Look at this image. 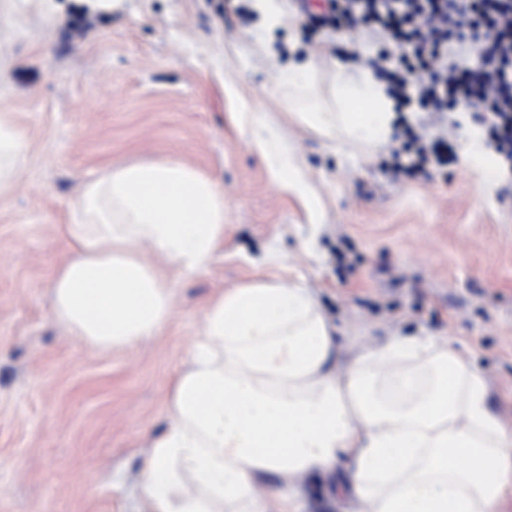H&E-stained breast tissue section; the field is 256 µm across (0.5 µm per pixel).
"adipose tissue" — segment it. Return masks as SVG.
Returning <instances> with one entry per match:
<instances>
[{
    "instance_id": "obj_1",
    "label": "adipose tissue",
    "mask_w": 512,
    "mask_h": 512,
    "mask_svg": "<svg viewBox=\"0 0 512 512\" xmlns=\"http://www.w3.org/2000/svg\"><path fill=\"white\" fill-rule=\"evenodd\" d=\"M280 86L291 117L319 136L375 151L398 116L369 74L290 63ZM490 193L503 165L466 133ZM27 153L0 105V198ZM70 252L49 283L51 314L88 346L123 349L159 335L172 311L150 249L186 274L224 245V190L178 158L126 162L87 179L62 225ZM337 330L298 283L256 279L207 304L198 339L166 399L140 496L145 512H287L288 485L330 476L356 512H500L512 486V427L482 373L428 336L360 346L343 372ZM275 486L255 493L258 482Z\"/></svg>"
}]
</instances>
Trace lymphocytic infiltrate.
<instances>
[{"mask_svg": "<svg viewBox=\"0 0 512 512\" xmlns=\"http://www.w3.org/2000/svg\"><path fill=\"white\" fill-rule=\"evenodd\" d=\"M324 21L364 24L393 41L381 60L395 64L389 78L397 97L418 98L434 110L449 94L486 112L497 151L512 161V0H327ZM475 57L457 61V49Z\"/></svg>", "mask_w": 512, "mask_h": 512, "instance_id": "f902f5d3", "label": "lymphocytic infiltrate"}]
</instances>
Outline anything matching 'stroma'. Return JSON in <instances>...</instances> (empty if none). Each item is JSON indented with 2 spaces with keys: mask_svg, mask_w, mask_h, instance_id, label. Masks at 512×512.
I'll return each mask as SVG.
<instances>
[{
  "mask_svg": "<svg viewBox=\"0 0 512 512\" xmlns=\"http://www.w3.org/2000/svg\"><path fill=\"white\" fill-rule=\"evenodd\" d=\"M278 5L276 24L252 0H126L113 14L65 0L49 19L0 15V102L28 144L0 199V512H142V462L207 301L257 276L309 288L343 355L395 333L452 342L512 422V178L477 190L462 137L480 113L401 106L392 141L372 154L304 131L279 89L291 55L357 75L391 42ZM255 112L315 206L253 146ZM409 131L447 138L454 161L400 168ZM161 157L221 183L224 249L204 273L169 272L161 335L93 349L50 318L47 285L67 253L60 226L85 180ZM292 509L355 512L330 478L298 480Z\"/></svg>",
  "mask_w": 512,
  "mask_h": 512,
  "instance_id": "stroma-1",
  "label": "stroma"
}]
</instances>
